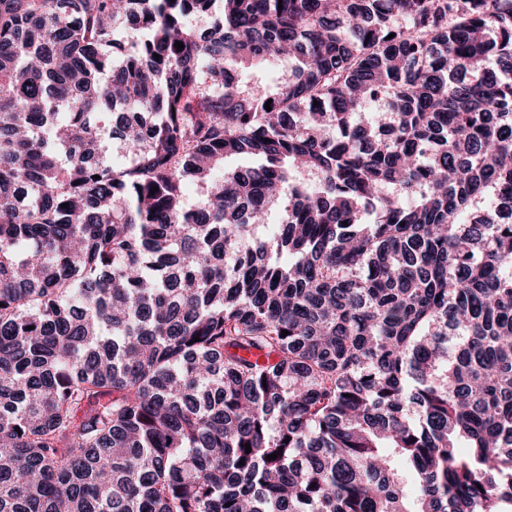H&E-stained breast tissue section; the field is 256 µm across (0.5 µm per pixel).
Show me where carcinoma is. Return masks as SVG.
<instances>
[{
	"label": "carcinoma",
	"mask_w": 512,
	"mask_h": 512,
	"mask_svg": "<svg viewBox=\"0 0 512 512\" xmlns=\"http://www.w3.org/2000/svg\"><path fill=\"white\" fill-rule=\"evenodd\" d=\"M0 512H512V0H0Z\"/></svg>",
	"instance_id": "carcinoma-1"
}]
</instances>
